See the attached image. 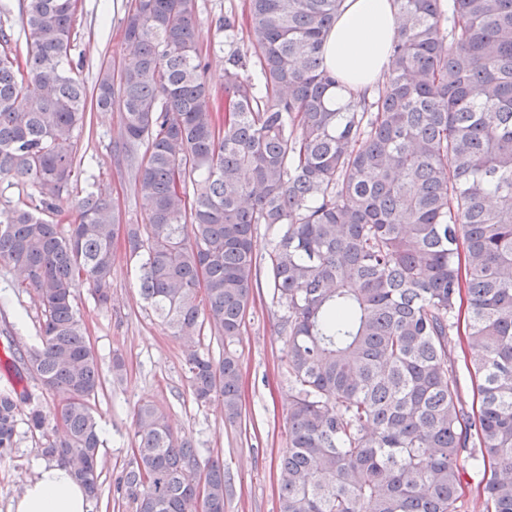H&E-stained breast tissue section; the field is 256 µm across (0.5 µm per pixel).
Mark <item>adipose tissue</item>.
Returning a JSON list of instances; mask_svg holds the SVG:
<instances>
[{
	"label": "adipose tissue",
	"instance_id": "obj_1",
	"mask_svg": "<svg viewBox=\"0 0 512 512\" xmlns=\"http://www.w3.org/2000/svg\"><path fill=\"white\" fill-rule=\"evenodd\" d=\"M393 0H343L326 42V61L339 80L336 104L370 93L398 31ZM84 487L58 462H40L10 512H89Z\"/></svg>",
	"mask_w": 512,
	"mask_h": 512
}]
</instances>
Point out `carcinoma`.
<instances>
[{"instance_id":"1","label":"carcinoma","mask_w":512,"mask_h":512,"mask_svg":"<svg viewBox=\"0 0 512 512\" xmlns=\"http://www.w3.org/2000/svg\"><path fill=\"white\" fill-rule=\"evenodd\" d=\"M342 2L249 0L251 40L224 57L222 107L194 0H132L135 51L116 74L101 63L91 89L69 60L76 0H21L22 61L0 28V183L39 194L0 207V267L25 273L42 313L39 344L13 356L58 397L47 409L0 391V461L23 416L43 455L101 497V372L75 295L87 284L111 301L118 218L89 192L75 223L54 220L91 96L122 112L146 206V224L125 225L140 293L173 335L207 323L222 337L219 358L188 354V387L201 405L222 400L231 423L255 226L279 233L268 268L292 391L279 512H458L464 454L486 512H512V0H394L382 76L338 109L325 42ZM464 300L476 411L450 348ZM134 425L117 491L135 512H224L222 461L201 464L153 404Z\"/></svg>"}]
</instances>
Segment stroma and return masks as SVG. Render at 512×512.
I'll return each instance as SVG.
<instances>
[{
	"label": "stroma",
	"mask_w": 512,
	"mask_h": 512,
	"mask_svg": "<svg viewBox=\"0 0 512 512\" xmlns=\"http://www.w3.org/2000/svg\"><path fill=\"white\" fill-rule=\"evenodd\" d=\"M130 4L131 0H80L71 57L83 61L87 82H94L100 61L111 60L117 70L129 56L122 23ZM194 10L199 48L207 63L204 79L220 98L224 95V56L229 50L222 23L225 16H243L247 0H194ZM121 144L119 110L87 113L74 147L78 178L62 195L60 224L74 221L75 200L91 191L111 197L121 223H144L145 204L130 170L117 161ZM114 254L111 302L99 306L86 284L78 288L76 297L103 374V388L91 401L104 431L103 494L91 502L90 512H135L117 494L115 480L132 458L134 412L147 401L167 412L175 431L198 443L203 459L223 461L233 484L226 512H279V459L288 442L291 390L286 338L266 267L258 269L246 326L234 344L241 362L242 417L231 423L224 417L221 401L198 405L187 382V354L194 349L219 354L222 346L217 333L204 330L190 343L172 336L140 295L138 267L129 258L125 240H116ZM21 282L17 269L0 267V350L12 339L26 346L39 341L41 312ZM116 354L125 361L119 381L111 373ZM41 457L38 438L20 430L11 457L0 462V512H8L32 474L33 461Z\"/></svg>",
	"instance_id": "obj_1"
}]
</instances>
